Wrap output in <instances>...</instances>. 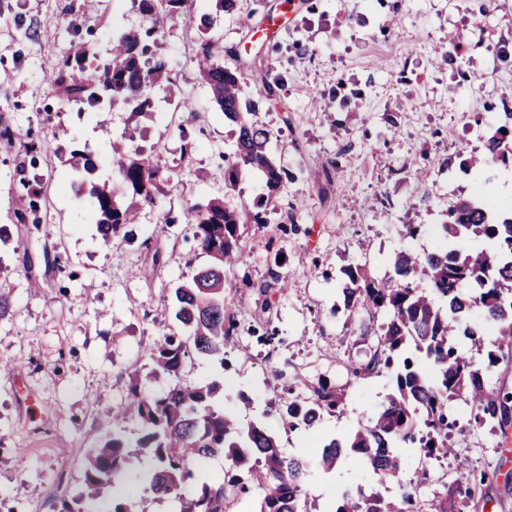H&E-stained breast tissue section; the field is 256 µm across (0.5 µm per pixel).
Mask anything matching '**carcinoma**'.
Masks as SVG:
<instances>
[{"label": "carcinoma", "instance_id": "cac0c4a2", "mask_svg": "<svg viewBox=\"0 0 512 512\" xmlns=\"http://www.w3.org/2000/svg\"><path fill=\"white\" fill-rule=\"evenodd\" d=\"M147 24L137 29H119L112 36V58L87 71L89 49L76 37L71 53L50 83L67 100L96 107L120 101L129 108L121 138L133 140L131 124L151 114L169 90L172 78L160 52L163 19L194 17L193 0H138ZM237 10L236 0H215V13L203 14L197 23L200 42L196 53L198 78L207 87L224 122L236 133L235 151L224 157V190H236L243 178L255 172L262 176L266 193L257 199L230 204L221 198L186 210L200 251L210 263L199 268L172 294L180 332L163 333L147 351L152 373L172 379L156 396L143 394L138 376L130 379L127 399L112 412V433L91 449L81 490L62 501L59 512H95L97 499L129 464L130 449L139 448L149 457L141 478L160 498L179 502V512H235L242 504L246 512H311L305 484L311 476L303 456H284L277 436L262 422H243L238 411L248 410L252 400L238 395L234 408H224L217 384L193 385L185 381L192 356L215 357L224 363V348L239 339L238 311L224 303L228 274L245 263L243 239L252 225L265 224L266 206L279 193L288 172L267 150L270 131L256 120L263 104L280 98L281 81L264 80L257 96L243 93L245 76L238 66L219 61L223 52L211 35L221 16ZM159 152L136 148L131 156L113 150L115 179L76 185V192L91 199L99 233L106 242L122 236L138 223L137 209L120 197L130 192L150 204L160 185L172 180L174 169L162 165ZM512 156V124L503 123L486 141V157L463 161L469 170L491 163H505ZM75 173L88 176L98 171L99 161L89 148L71 151ZM441 245L433 251L409 249L396 253L394 275L371 277L364 266L350 263L340 269L343 286L342 311L355 319L371 307L384 314L385 323L377 344L364 362L352 361L347 372L354 378L387 370L392 388L385 402L366 421L344 438L322 444L318 468L325 473L353 459L369 464L379 482L398 476L404 463L399 448H417L425 457L446 458L453 453L457 418L449 403L461 401L470 407L476 424L506 432L512 425V389L492 386L493 368L512 367V213H500L478 195L461 198L448 207L441 224ZM481 238L487 247L469 250L463 241ZM424 281L428 289L417 288ZM481 323H471L473 311ZM495 336L493 348L478 359L459 349L464 337L483 343V331ZM250 336L270 344L278 330L268 324L250 325ZM308 394L302 402L293 398L294 386L282 392L276 412L290 432L308 430L324 416L344 413V390L329 380L295 379ZM142 423L138 438L125 434L129 414ZM224 458V477L203 480L197 464ZM198 483L195 496L182 495L184 485ZM484 479L460 472L454 491L469 501L482 497ZM417 487L399 484V492L385 497L366 494L361 486H340L333 512H414Z\"/></svg>", "mask_w": 512, "mask_h": 512}]
</instances>
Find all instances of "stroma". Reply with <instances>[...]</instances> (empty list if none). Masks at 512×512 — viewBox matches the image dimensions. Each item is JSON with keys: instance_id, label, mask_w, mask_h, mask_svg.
Here are the masks:
<instances>
[{"instance_id": "1", "label": "stroma", "mask_w": 512, "mask_h": 512, "mask_svg": "<svg viewBox=\"0 0 512 512\" xmlns=\"http://www.w3.org/2000/svg\"><path fill=\"white\" fill-rule=\"evenodd\" d=\"M0 0V512H56L82 485L90 448L112 430V409L126 398L138 370L146 393L169 381L153 375L143 350L152 336L176 328L169 293L208 264L183 220L186 208L227 196H260L246 175L225 195L223 157L236 137L197 78L199 32L193 22L167 21L163 52L175 73L172 98L141 119L138 145L162 146L160 161L176 175L143 206L135 240L104 243L86 203L68 188L71 152L107 157L127 117L123 103L95 109L55 95L49 78L70 49L73 30L89 38L99 62L110 57L112 32L142 25L133 0ZM249 24H241V17ZM224 61L246 73L256 95L264 75L280 77V103L258 121L269 150L288 173L268 222L244 239L247 262L228 278L224 299L247 323L271 320L280 339L243 337L224 361L196 358L190 383H218L224 395L254 400L250 420H264L283 454L316 459L320 435H346L373 414L390 391L387 374L357 379L349 361L363 359L383 315L366 323L337 313L340 269L365 265L375 278L393 273L396 252L433 249L434 229L449 203L477 194L512 200V166L463 170L485 153L488 134L512 114V0H238L218 32ZM40 150L31 154L29 142ZM192 142L182 158L184 142ZM429 177L418 181V169ZM43 195L30 210L33 190ZM174 217L171 225L163 216ZM418 224L422 233L405 235ZM160 266H153L154 250ZM284 277L276 307L256 306L257 288ZM323 377L344 388L346 410L310 431H286L272 409L264 371ZM455 453L445 459L407 456L399 481L419 486L416 512L459 468L483 473V502L449 496L450 512H512V427L476 424L455 401ZM428 482H421V474ZM348 462L331 477L315 472L308 493L331 512L335 486L395 493Z\"/></svg>"}]
</instances>
